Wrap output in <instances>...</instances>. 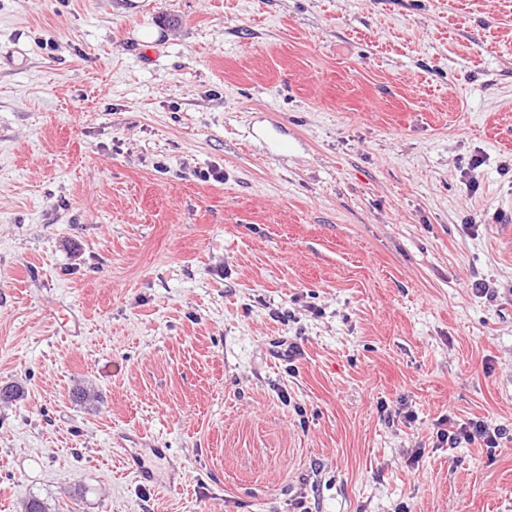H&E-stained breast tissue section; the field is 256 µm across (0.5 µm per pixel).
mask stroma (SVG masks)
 <instances>
[{
	"mask_svg": "<svg viewBox=\"0 0 512 512\" xmlns=\"http://www.w3.org/2000/svg\"><path fill=\"white\" fill-rule=\"evenodd\" d=\"M511 202L512 0H0V512H512ZM507 433V428L500 424H493L491 421L479 420L472 422L467 427L459 426L457 431L440 429L437 431V440L441 444H448L449 447L456 446L461 442V439L472 441L477 439L482 440L486 448H498L499 439H502Z\"/></svg>",
	"mask_w": 512,
	"mask_h": 512,
	"instance_id": "obj_1",
	"label": "stroma"
}]
</instances>
